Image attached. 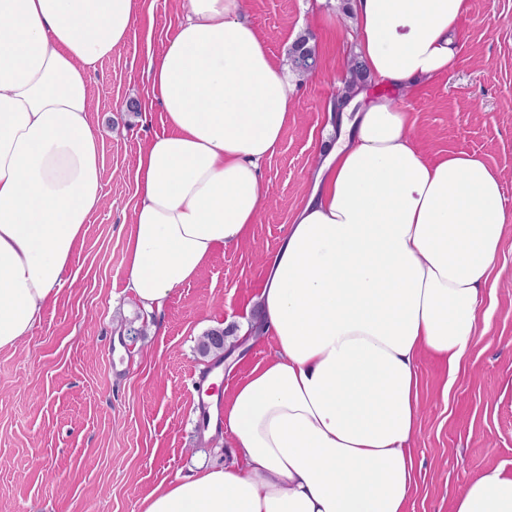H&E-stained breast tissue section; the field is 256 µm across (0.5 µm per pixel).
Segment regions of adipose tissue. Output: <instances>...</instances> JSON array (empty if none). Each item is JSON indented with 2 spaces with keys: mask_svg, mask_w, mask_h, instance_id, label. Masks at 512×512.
I'll return each instance as SVG.
<instances>
[{
  "mask_svg": "<svg viewBox=\"0 0 512 512\" xmlns=\"http://www.w3.org/2000/svg\"><path fill=\"white\" fill-rule=\"evenodd\" d=\"M146 75L167 130L136 158L127 287L150 312L264 204L261 165L295 107L244 0H179ZM355 52L384 95L358 91L334 147L266 260L256 325L273 356L224 399L230 462L159 485L142 512H407L420 429L417 363L456 373L479 341L481 289L512 223L480 158L412 144L397 93L454 72L469 0H352ZM142 0H0V349L21 345L72 275L101 204L89 98ZM456 512H512L487 469Z\"/></svg>",
  "mask_w": 512,
  "mask_h": 512,
  "instance_id": "ef3b65f1",
  "label": "adipose tissue"
}]
</instances>
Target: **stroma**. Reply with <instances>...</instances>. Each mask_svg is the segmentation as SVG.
<instances>
[{
    "instance_id": "obj_1",
    "label": "stroma",
    "mask_w": 512,
    "mask_h": 512,
    "mask_svg": "<svg viewBox=\"0 0 512 512\" xmlns=\"http://www.w3.org/2000/svg\"><path fill=\"white\" fill-rule=\"evenodd\" d=\"M348 2L326 4L336 23L316 36L307 0H245L276 60L308 36L321 64L293 82L295 110L261 166L268 202L246 239L219 251L151 316L126 289V226L137 202L138 150L166 130L144 68L177 32V0H143L126 44L92 74L104 202L89 217L71 280L24 344L0 350V512H140L159 484L230 460L229 436L207 434L194 407L192 382L212 363L197 343L255 316L266 259L336 124L328 104L354 55ZM470 6L457 70L413 88L404 105L425 157L479 156L512 212V0ZM483 293L487 333L455 379L436 358H420L408 512H455L457 494L487 467L512 472L511 231ZM131 322L145 334L128 338Z\"/></svg>"
}]
</instances>
